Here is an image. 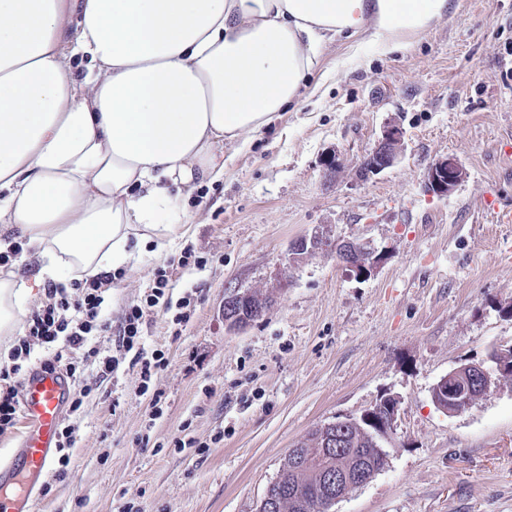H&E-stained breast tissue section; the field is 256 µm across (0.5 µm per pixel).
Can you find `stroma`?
Listing matches in <instances>:
<instances>
[{
  "label": "stroma",
  "mask_w": 512,
  "mask_h": 512,
  "mask_svg": "<svg viewBox=\"0 0 512 512\" xmlns=\"http://www.w3.org/2000/svg\"><path fill=\"white\" fill-rule=\"evenodd\" d=\"M454 3L402 52L327 44L317 93L193 194L168 254L122 269L102 310L112 322L160 265L174 297H198L188 322L158 312L143 328L168 358L151 385L161 411L150 417L139 372L121 365L71 417L69 475L45 477L36 512H257L309 429L387 396L399 400L387 463L332 512H512V379L458 414L432 401L454 367L512 348V0ZM391 125L398 162L361 178ZM446 156L467 176L440 197L425 170ZM315 234L381 262L362 279L327 250L290 259ZM187 248L203 266L176 265ZM234 289L268 300L235 330Z\"/></svg>",
  "instance_id": "obj_1"
}]
</instances>
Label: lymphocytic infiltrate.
Segmentation results:
<instances>
[{
    "label": "lymphocytic infiltrate",
    "mask_w": 512,
    "mask_h": 512,
    "mask_svg": "<svg viewBox=\"0 0 512 512\" xmlns=\"http://www.w3.org/2000/svg\"><path fill=\"white\" fill-rule=\"evenodd\" d=\"M113 280L112 274L71 281L69 286L53 285L46 290V299L33 310L25 322L23 336L9 352V362L0 367V435L13 429L20 408L18 376L30 363L36 349L53 351V358L44 360L48 371L64 368L69 377H80L82 362L64 361L63 350L79 351L83 360L94 361L99 378L116 372L121 363L139 367L143 383H150L167 366L163 350H147L143 342V324L154 310L173 313L176 322L186 321L187 301H172L166 290L169 279L166 267H156L153 284L141 303L129 306L121 317L115 349L93 346L92 336L109 331L102 319L104 293Z\"/></svg>",
    "instance_id": "1"
}]
</instances>
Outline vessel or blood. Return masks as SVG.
Returning <instances> with one entry per match:
<instances>
[{"label":"vessel or blood","mask_w":512,"mask_h":512,"mask_svg":"<svg viewBox=\"0 0 512 512\" xmlns=\"http://www.w3.org/2000/svg\"><path fill=\"white\" fill-rule=\"evenodd\" d=\"M71 380L64 373L33 369L23 384L21 413L29 425L17 455L0 468V482L10 483L48 473L57 442L62 407L70 394ZM34 498L23 487L10 498L0 495V512H34Z\"/></svg>","instance_id":"vessel-or-blood-1"}]
</instances>
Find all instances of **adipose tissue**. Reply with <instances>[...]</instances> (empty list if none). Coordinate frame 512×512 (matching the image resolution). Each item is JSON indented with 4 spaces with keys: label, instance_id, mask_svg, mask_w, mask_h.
Listing matches in <instances>:
<instances>
[{
    "label": "adipose tissue",
    "instance_id": "obj_1",
    "mask_svg": "<svg viewBox=\"0 0 512 512\" xmlns=\"http://www.w3.org/2000/svg\"><path fill=\"white\" fill-rule=\"evenodd\" d=\"M451 0H0V335L36 289L138 264L187 232V199L310 92L325 44L379 53L449 14ZM84 60V71L74 68Z\"/></svg>",
    "mask_w": 512,
    "mask_h": 512
}]
</instances>
